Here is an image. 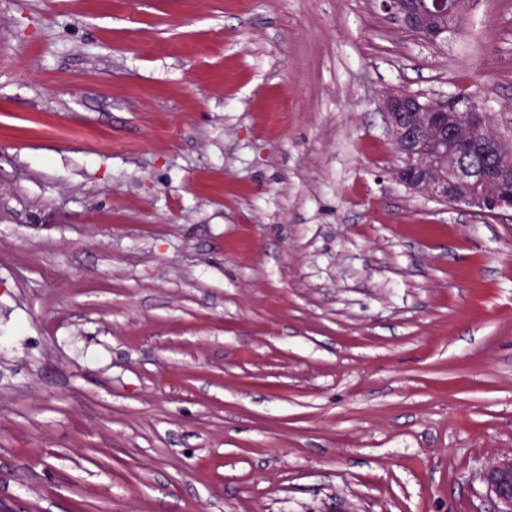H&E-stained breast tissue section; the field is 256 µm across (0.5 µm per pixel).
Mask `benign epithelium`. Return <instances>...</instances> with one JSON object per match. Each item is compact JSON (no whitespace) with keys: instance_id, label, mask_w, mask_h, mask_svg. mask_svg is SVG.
<instances>
[{"instance_id":"benign-epithelium-1","label":"benign epithelium","mask_w":512,"mask_h":512,"mask_svg":"<svg viewBox=\"0 0 512 512\" xmlns=\"http://www.w3.org/2000/svg\"><path fill=\"white\" fill-rule=\"evenodd\" d=\"M384 4L398 17L404 29L417 34L430 22L442 24L443 17L450 13L446 0H439L438 9L430 13L406 7L405 0H384ZM420 106V96L410 93H390L381 102L386 130L403 160L395 172L396 178L441 202L463 206L481 216L511 211V167L476 168L463 160L449 169L433 148L439 134L446 143L452 134L460 136L475 131L479 133V142L496 153L498 139L487 127L484 112L477 107L470 108L465 124L460 126L448 110V104L437 103L418 120L407 122L404 113L417 112ZM479 479L487 487L492 512H512V455L490 461L480 472Z\"/></svg>"}]
</instances>
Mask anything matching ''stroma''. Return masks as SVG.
I'll return each instance as SVG.
<instances>
[{"label": "stroma", "mask_w": 512, "mask_h": 512, "mask_svg": "<svg viewBox=\"0 0 512 512\" xmlns=\"http://www.w3.org/2000/svg\"><path fill=\"white\" fill-rule=\"evenodd\" d=\"M393 90L512 141V0H0V512H489L512 212L394 177ZM417 1L408 2L403 0H384L380 2L382 4H386L385 7L398 17L400 24L404 29L417 34L420 33L422 27L430 22L441 25L443 17H446L448 13H450L448 3L444 0L437 1L438 9L430 13L421 12L415 7L408 8L404 6L405 3L415 4ZM415 6L417 5L415 4Z\"/></svg>", "instance_id": "stroma-1"}]
</instances>
